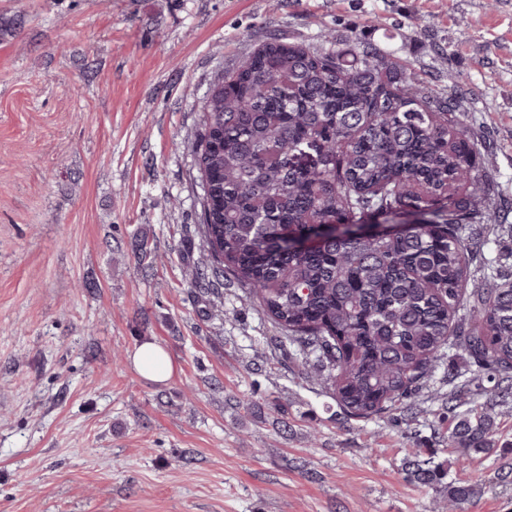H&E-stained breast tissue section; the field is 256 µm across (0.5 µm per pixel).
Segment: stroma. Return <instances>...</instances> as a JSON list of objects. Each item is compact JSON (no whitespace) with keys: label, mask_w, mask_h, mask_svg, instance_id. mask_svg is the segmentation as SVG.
Returning <instances> with one entry per match:
<instances>
[{"label":"stroma","mask_w":512,"mask_h":512,"mask_svg":"<svg viewBox=\"0 0 512 512\" xmlns=\"http://www.w3.org/2000/svg\"><path fill=\"white\" fill-rule=\"evenodd\" d=\"M368 25L467 90L512 202V0H0V512H432L404 462L455 459L439 415L347 419L243 288L216 316L188 284L216 72L272 33L344 49ZM145 341L166 382L134 369ZM494 439L450 469L481 489L461 512H512V408ZM131 361L140 375L158 382L167 380L173 369L170 356L156 342H144L137 346Z\"/></svg>","instance_id":"35a3bbf8"}]
</instances>
